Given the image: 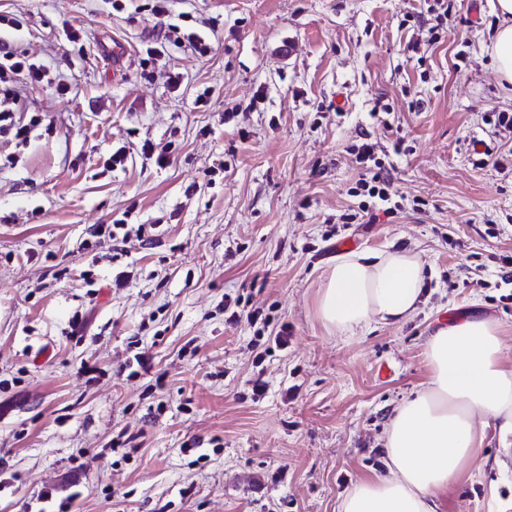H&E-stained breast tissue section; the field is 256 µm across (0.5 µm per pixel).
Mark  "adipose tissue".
I'll return each mask as SVG.
<instances>
[{"mask_svg":"<svg viewBox=\"0 0 512 512\" xmlns=\"http://www.w3.org/2000/svg\"><path fill=\"white\" fill-rule=\"evenodd\" d=\"M489 53L500 83L512 85V0H496ZM425 265L407 250L350 253L331 265L316 300L328 331L349 335L371 325H402L421 310ZM501 325L472 316L427 339L424 387L390 417L384 474L358 480L339 512H439L440 496L479 452V417L512 439V368L501 360Z\"/></svg>","mask_w":512,"mask_h":512,"instance_id":"1","label":"adipose tissue"}]
</instances>
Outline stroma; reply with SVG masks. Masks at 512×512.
<instances>
[{"instance_id": "obj_1", "label": "stroma", "mask_w": 512, "mask_h": 512, "mask_svg": "<svg viewBox=\"0 0 512 512\" xmlns=\"http://www.w3.org/2000/svg\"><path fill=\"white\" fill-rule=\"evenodd\" d=\"M432 3L168 0L157 19L153 0H0L23 19L0 43L48 71L21 87L43 119L27 145L0 134V512H338L383 473L389 415L425 383L437 327L496 318L512 367V170L494 165L512 132L484 120L512 113L486 51L495 0H447L436 38ZM177 21L210 53L148 57ZM146 139L169 146V165L141 156ZM365 141L398 210L344 234L418 254L428 302L405 325L344 336L315 301L339 255L325 232L360 203L350 149ZM121 146L125 163L106 168ZM116 219L155 227L120 289L111 243L89 242ZM228 295L287 326V348L255 363L253 327L225 320ZM141 350L152 368L129 377ZM499 450L486 427L440 512L512 505Z\"/></svg>"}]
</instances>
